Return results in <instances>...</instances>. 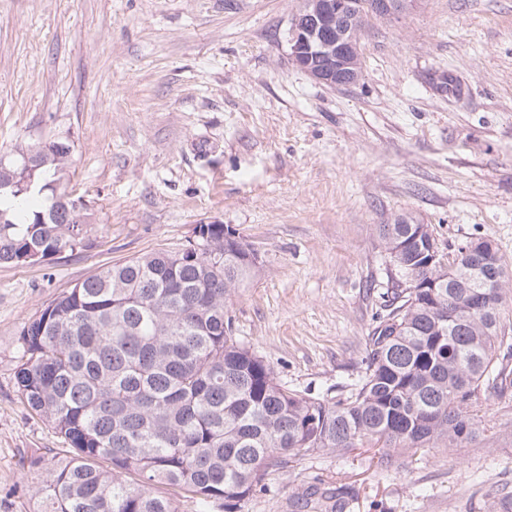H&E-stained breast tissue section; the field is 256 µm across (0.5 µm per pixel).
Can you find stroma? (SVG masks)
I'll return each instance as SVG.
<instances>
[{
	"label": "stroma",
	"mask_w": 512,
	"mask_h": 512,
	"mask_svg": "<svg viewBox=\"0 0 512 512\" xmlns=\"http://www.w3.org/2000/svg\"><path fill=\"white\" fill-rule=\"evenodd\" d=\"M303 0H0V156L69 142L62 185L91 245L0 266V512H38L62 457L15 385L23 325L99 269L176 251L220 220L261 251L228 306L281 384L343 397L392 289L381 224H428L447 252L488 238L512 261V0H413L369 21L360 77L295 67ZM465 448L382 464L372 443L269 471L244 512H306L346 486L348 512H485L512 486V396L482 404Z\"/></svg>",
	"instance_id": "obj_1"
}]
</instances>
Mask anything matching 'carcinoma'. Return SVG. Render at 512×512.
Segmentation results:
<instances>
[{
  "label": "carcinoma",
  "mask_w": 512,
  "mask_h": 512,
  "mask_svg": "<svg viewBox=\"0 0 512 512\" xmlns=\"http://www.w3.org/2000/svg\"><path fill=\"white\" fill-rule=\"evenodd\" d=\"M44 148L20 143L0 157L15 174L0 189V264L88 247L60 189L72 160ZM235 234L199 224L183 249L104 267L24 324L18 392L70 453L47 469L43 512H177L161 485L238 512L269 470L302 452L364 441L464 448L484 432L478 400L512 390V325L500 307L470 312L475 261L423 266L440 250L429 224L378 225L399 264L355 388L336 400L288 389L224 320L253 270ZM313 498L322 512H346L349 492L312 488Z\"/></svg>",
  "instance_id": "cac0c4a2"
}]
</instances>
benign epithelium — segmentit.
I'll list each match as a JSON object with an SVG mask.
<instances>
[{"label":"benign epithelium","mask_w":512,"mask_h":512,"mask_svg":"<svg viewBox=\"0 0 512 512\" xmlns=\"http://www.w3.org/2000/svg\"><path fill=\"white\" fill-rule=\"evenodd\" d=\"M412 2L377 0L374 8L381 17H394ZM355 17L352 0H306L288 40L292 63L326 85L344 87L356 82L361 31L354 26ZM496 250L490 239L472 241L462 247V253H483L490 262L485 268L483 290L473 293V309L481 313L497 305L498 288L505 281Z\"/></svg>","instance_id":"1"}]
</instances>
